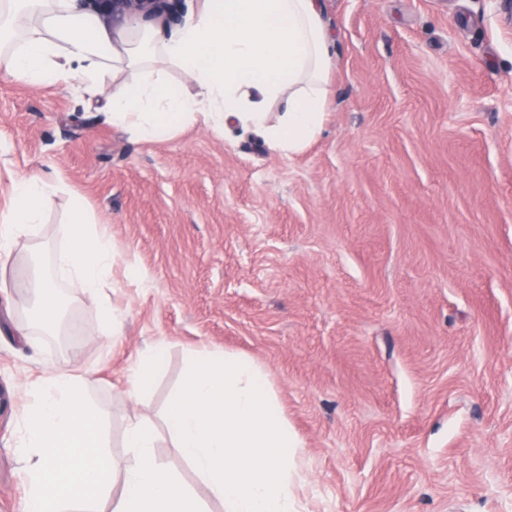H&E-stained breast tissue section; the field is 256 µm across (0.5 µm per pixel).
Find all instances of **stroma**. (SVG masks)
Returning a JSON list of instances; mask_svg holds the SVG:
<instances>
[{
    "label": "stroma",
    "instance_id": "1",
    "mask_svg": "<svg viewBox=\"0 0 512 512\" xmlns=\"http://www.w3.org/2000/svg\"><path fill=\"white\" fill-rule=\"evenodd\" d=\"M334 40L321 135L286 155L228 126L142 142L100 94L0 77V208L18 177L107 225L98 294L58 284V336L20 333L30 253L0 290V512H21L30 392L89 379L108 452L159 427L196 350L268 374L301 445L303 512H512V6L322 0ZM148 278H131L127 265ZM158 361L125 395L138 354ZM156 457L221 512L166 432Z\"/></svg>",
    "mask_w": 512,
    "mask_h": 512
}]
</instances>
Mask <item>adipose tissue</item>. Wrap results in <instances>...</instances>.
Instances as JSON below:
<instances>
[{"mask_svg":"<svg viewBox=\"0 0 512 512\" xmlns=\"http://www.w3.org/2000/svg\"><path fill=\"white\" fill-rule=\"evenodd\" d=\"M334 41L322 18L321 0H200L168 37L131 26L113 43L96 18L76 12L73 0H0V71L34 86L79 82L97 87L106 70L131 72V82L106 94L113 125L142 141L174 136L203 123H227L263 136L284 153L303 149L324 129L329 104L327 76ZM191 75L188 92L174 86L166 66ZM282 101L278 114L269 106ZM56 189L29 174L15 183L0 209V271L13 258V243L35 236ZM115 247L105 225L91 222L81 202L59 225L50 271L28 281L34 306L29 326L56 333L63 318L56 282L86 295L98 319L111 313L96 294L112 270ZM85 378L60 364L34 391L19 453L27 461L25 512H204L200 500L154 455L156 434L131 420L125 452L104 451L101 416L86 396ZM123 489L111 498V482Z\"/></svg>","mask_w":512,"mask_h":512,"instance_id":"obj_1","label":"adipose tissue"}]
</instances>
